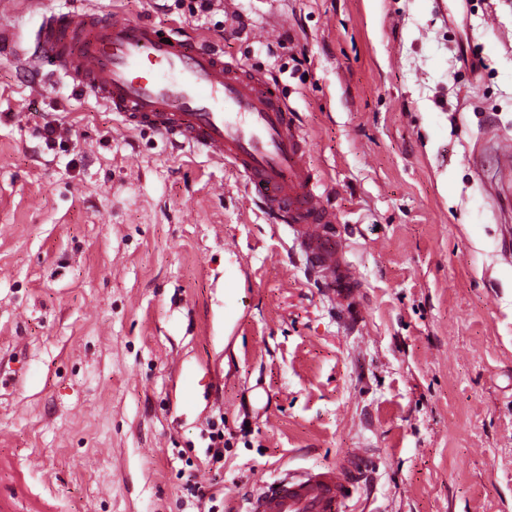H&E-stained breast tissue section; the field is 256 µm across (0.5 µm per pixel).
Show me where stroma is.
<instances>
[{
  "mask_svg": "<svg viewBox=\"0 0 512 512\" xmlns=\"http://www.w3.org/2000/svg\"><path fill=\"white\" fill-rule=\"evenodd\" d=\"M196 2L4 18L118 9L265 73L360 288L333 300L232 166L0 54V512H207L191 481L246 512L356 453L350 512H512V0Z\"/></svg>",
  "mask_w": 512,
  "mask_h": 512,
  "instance_id": "35a3bbf8",
  "label": "stroma"
}]
</instances>
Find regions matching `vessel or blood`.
<instances>
[{
	"mask_svg": "<svg viewBox=\"0 0 512 512\" xmlns=\"http://www.w3.org/2000/svg\"><path fill=\"white\" fill-rule=\"evenodd\" d=\"M123 118L232 165L273 223L324 286L349 295L358 281L341 240L329 232L335 213L307 162L309 145L278 87L258 71L226 61L218 51L119 11L68 9L43 18L23 71L42 61ZM364 477L360 456L261 483L247 512H344Z\"/></svg>",
	"mask_w": 512,
	"mask_h": 512,
	"instance_id": "obj_1",
	"label": "vessel or blood"
}]
</instances>
